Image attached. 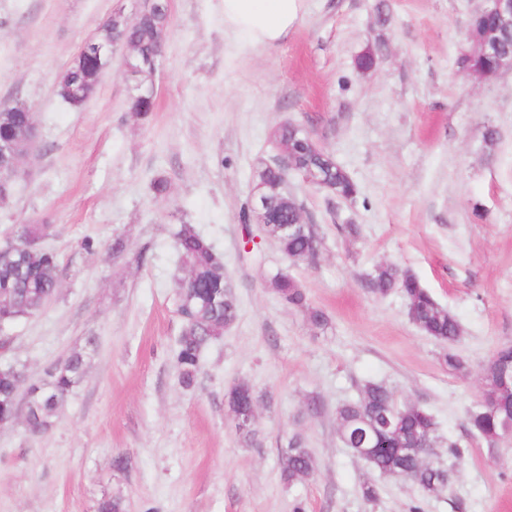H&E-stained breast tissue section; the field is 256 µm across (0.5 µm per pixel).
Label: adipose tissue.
<instances>
[{"mask_svg":"<svg viewBox=\"0 0 512 512\" xmlns=\"http://www.w3.org/2000/svg\"><path fill=\"white\" fill-rule=\"evenodd\" d=\"M305 0H224V32L243 48L270 47L288 34Z\"/></svg>","mask_w":512,"mask_h":512,"instance_id":"1","label":"adipose tissue"}]
</instances>
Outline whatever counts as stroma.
I'll list each match as a JSON object with an SVG mask.
<instances>
[{
	"label": "stroma",
	"mask_w": 512,
	"mask_h": 512,
	"mask_svg": "<svg viewBox=\"0 0 512 512\" xmlns=\"http://www.w3.org/2000/svg\"><path fill=\"white\" fill-rule=\"evenodd\" d=\"M307 0L279 44L242 49L224 34V0H170L155 108L126 110L120 58L82 109L55 85L81 44L135 0H0V104L34 108L38 139L28 178L0 205V242L20 224H46L61 268L57 298L19 321L0 358L35 380L95 337L82 381L51 428L28 437L0 426V512H96L122 496L130 512H409L407 486L370 477L337 434L336 407L359 383L385 382L400 402L427 408L441 433L466 440L454 482L422 512H512V441L488 447L464 417L479 400L483 367L512 342V70L478 80L456 58L470 50L469 20L483 0ZM383 36L376 66L357 58ZM311 130L358 187L331 199L289 176L323 243L309 266L263 236L246 244L238 212L259 162L277 155L275 129ZM495 127V147L484 142ZM168 181L155 197L154 178ZM193 225L224 257L238 317L204 353L195 388L178 381L181 334L172 232ZM360 228L346 238L341 225ZM126 242L112 250L114 237ZM98 241L94 253L81 247ZM146 260H139V252ZM394 263L414 273L462 326L450 350L424 335L396 293L381 297L363 273ZM291 275L330 319L310 330L268 281ZM256 390L257 445L241 441L225 393ZM318 398L322 410L306 407ZM301 437L317 464L293 486L278 455ZM126 454L129 465L112 462Z\"/></svg>",
	"instance_id": "35a3bbf8"
}]
</instances>
